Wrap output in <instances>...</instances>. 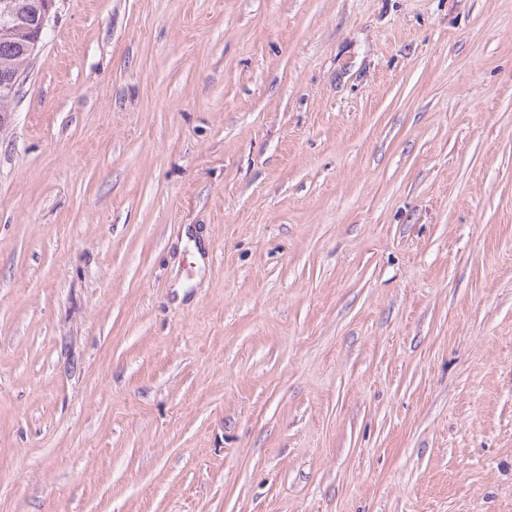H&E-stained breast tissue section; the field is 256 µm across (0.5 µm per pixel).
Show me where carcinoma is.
Returning <instances> with one entry per match:
<instances>
[{
    "label": "carcinoma",
    "instance_id": "obj_1",
    "mask_svg": "<svg viewBox=\"0 0 512 512\" xmlns=\"http://www.w3.org/2000/svg\"><path fill=\"white\" fill-rule=\"evenodd\" d=\"M15 18L12 31L0 36V112L9 111L15 72L30 60V30L34 27L41 0H12Z\"/></svg>",
    "mask_w": 512,
    "mask_h": 512
}]
</instances>
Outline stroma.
<instances>
[{"mask_svg":"<svg viewBox=\"0 0 512 512\" xmlns=\"http://www.w3.org/2000/svg\"><path fill=\"white\" fill-rule=\"evenodd\" d=\"M0 512H512V0H56Z\"/></svg>","mask_w":512,"mask_h":512,"instance_id":"35a3bbf8","label":"stroma"}]
</instances>
